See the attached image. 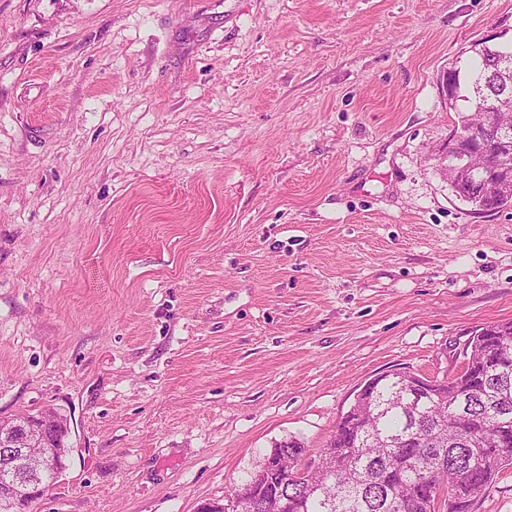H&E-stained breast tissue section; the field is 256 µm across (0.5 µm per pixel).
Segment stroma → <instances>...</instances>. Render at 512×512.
<instances>
[{"instance_id": "1", "label": "stroma", "mask_w": 512, "mask_h": 512, "mask_svg": "<svg viewBox=\"0 0 512 512\" xmlns=\"http://www.w3.org/2000/svg\"><path fill=\"white\" fill-rule=\"evenodd\" d=\"M512 0H0V420L34 512H197L512 320V207L436 165ZM49 421L52 419L47 414L36 416L31 423L0 421V448L10 450L4 467L15 468L16 464H20L24 471L23 479L19 477L14 484L0 488L1 498L14 497L21 503L24 499L39 495L41 489L32 484L30 478L48 465L59 467L69 452L70 448L65 444L67 427L59 418L57 425L52 421L49 428ZM50 433H54L52 437ZM34 445L42 448L43 458L39 464L32 462L27 451ZM276 447L279 449V455L283 460L285 468L290 470L292 474L295 469H302L305 466L299 464V468L297 464L301 461V457L305 451L301 442L297 440H289L277 444Z\"/></svg>"}]
</instances>
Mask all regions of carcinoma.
<instances>
[{
	"mask_svg": "<svg viewBox=\"0 0 512 512\" xmlns=\"http://www.w3.org/2000/svg\"><path fill=\"white\" fill-rule=\"evenodd\" d=\"M476 63L466 80L454 70L455 95L468 102L458 112V132L479 122L485 103L495 100L509 133L488 131L500 140L491 161L512 160V43L472 46ZM463 357L483 377L473 395L451 393L447 384L418 400L392 375L376 383L367 402L351 405L321 455L336 460V473L311 471L290 481L285 494L295 512H436L423 484L429 473L440 483L444 512H472L475 501L512 466V321L483 326L469 338ZM290 471L304 446L277 444Z\"/></svg>",
	"mask_w": 512,
	"mask_h": 512,
	"instance_id": "cac0c4a2",
	"label": "carcinoma"
}]
</instances>
